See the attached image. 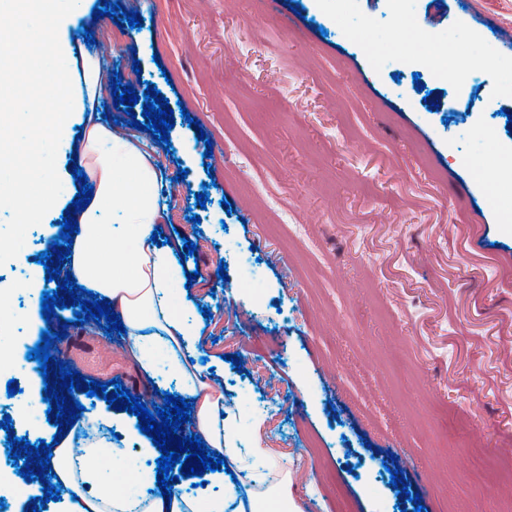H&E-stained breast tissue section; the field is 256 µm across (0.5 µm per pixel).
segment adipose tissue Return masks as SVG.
I'll return each instance as SVG.
<instances>
[{
  "instance_id": "obj_1",
  "label": "adipose tissue",
  "mask_w": 512,
  "mask_h": 512,
  "mask_svg": "<svg viewBox=\"0 0 512 512\" xmlns=\"http://www.w3.org/2000/svg\"><path fill=\"white\" fill-rule=\"evenodd\" d=\"M84 170L95 185V194L79 218L81 230L73 238L68 265L85 288L109 299L122 316L126 328V356L143 374L157 378L158 359H165L169 378L178 392L196 403L195 432L210 450L226 455L230 472L203 476L204 486L195 494L174 493L172 498L154 495V468L138 471L139 490L127 495L106 490L101 473L87 464L88 458L107 452L112 458L125 455L124 448L105 441L84 445L85 463L74 464L68 445L53 451V470L63 484L64 499L49 512H270L289 501V474L266 489L248 490L239 498L230 475L251 471V451L238 445L236 411L226 409L223 393L212 386L206 369L194 363V344L202 328L188 317L192 301L172 303L171 288L182 280V268L170 247L151 241L162 214L158 197L164 188L147 143L117 133L95 119H88L82 141ZM119 213L120 223L111 226L100 220L104 212ZM222 493H214V486Z\"/></svg>"
}]
</instances>
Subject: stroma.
<instances>
[{
    "instance_id": "35a3bbf8",
    "label": "stroma",
    "mask_w": 512,
    "mask_h": 512,
    "mask_svg": "<svg viewBox=\"0 0 512 512\" xmlns=\"http://www.w3.org/2000/svg\"><path fill=\"white\" fill-rule=\"evenodd\" d=\"M139 28L82 23L100 69L137 93L157 86L175 117L171 149L155 144L168 184L160 225L196 306L197 342L223 362L227 400L249 435L263 415L265 461L291 472L300 512H403L390 484L397 456L424 512H503L512 465V0H120ZM414 15L417 29L394 19ZM483 68L459 88L433 58L458 46ZM199 128H191L189 120ZM60 142L58 211L31 227L0 281V346L66 321L53 356L85 379L118 380L145 400L152 382L125 359V336L75 328L73 308L41 315L38 253L81 188L69 161L82 132L71 115ZM223 159L205 165L206 141ZM185 179H178V172ZM214 186H207V179ZM207 192L206 204L195 199ZM288 224H281L280 215ZM200 223H193V216ZM196 246L185 254L184 239ZM227 279H219V265ZM227 354L243 364L224 363ZM45 421L42 376L0 374Z\"/></svg>"
}]
</instances>
